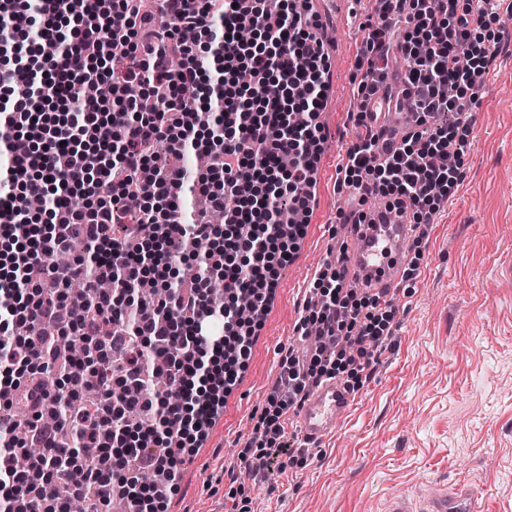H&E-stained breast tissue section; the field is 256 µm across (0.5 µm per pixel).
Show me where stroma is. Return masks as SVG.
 Returning a JSON list of instances; mask_svg holds the SVG:
<instances>
[{"mask_svg":"<svg viewBox=\"0 0 512 512\" xmlns=\"http://www.w3.org/2000/svg\"><path fill=\"white\" fill-rule=\"evenodd\" d=\"M376 0H356L345 20L327 19L334 105L319 113L317 212L292 262L278 270L248 365L201 448L185 456L164 512H379L389 494L431 480L472 489L480 512H512V50L499 49L464 134L462 176L425 233L411 242L392 297V333L337 437L304 449L286 424L287 454L265 480L247 475L238 452L255 434L280 371L307 288L343 227L347 191L337 168L356 140L353 84L364 73L362 22ZM235 468L237 483L225 470Z\"/></svg>","mask_w":512,"mask_h":512,"instance_id":"1","label":"stroma"}]
</instances>
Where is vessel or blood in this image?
Wrapping results in <instances>:
<instances>
[{
    "instance_id": "obj_1",
    "label": "vessel or blood",
    "mask_w": 512,
    "mask_h": 512,
    "mask_svg": "<svg viewBox=\"0 0 512 512\" xmlns=\"http://www.w3.org/2000/svg\"><path fill=\"white\" fill-rule=\"evenodd\" d=\"M367 218L364 224L345 225L340 237L346 281L390 293L403 276L412 227L406 219L386 216L381 206L369 209ZM354 402V392L339 379L314 384L295 415L305 442L316 448L338 434ZM380 512H478V502L468 488L450 491L426 481L412 492L388 497Z\"/></svg>"
}]
</instances>
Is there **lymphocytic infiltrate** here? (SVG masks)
I'll list each match as a JSON object with an SVG mask.
<instances>
[{"mask_svg":"<svg viewBox=\"0 0 512 512\" xmlns=\"http://www.w3.org/2000/svg\"><path fill=\"white\" fill-rule=\"evenodd\" d=\"M0 0V245L9 270L0 277V410L23 398L30 414L27 445L42 456L34 468L13 462L18 446L13 422L0 417V512H68L57 488L90 444L100 451L121 448L118 466L81 462L89 476L90 507L110 503L116 489L127 492L130 512H161L165 494L151 484L163 472L176 478L179 451L198 447L217 413L221 394L231 393L276 287L277 272L295 255L311 213L313 174L323 141L314 114L328 84L329 55L317 31L320 22L295 0L278 9L267 0ZM368 24L362 56L368 63L357 89L370 97L387 78L395 56L407 69L402 97L411 103L414 125L380 152L382 132L358 113L356 143L340 166L342 186L353 198L381 197L388 212L412 224H431L456 184L462 148L456 138L478 103L484 75L502 32L489 22L505 0H378ZM252 37L242 41L239 30ZM184 30L206 34V49L182 46ZM221 113L217 128L202 125L201 103L179 96L184 86L201 87L210 71ZM248 83H240V74ZM106 82L111 99L87 96L90 79ZM279 95H270V85ZM161 98L156 112H142L138 99ZM454 114L448 128L431 119ZM207 154L205 173L195 178L173 170L170 158ZM295 163L285 168L283 156ZM137 192L159 200L140 207L122 240L109 233L115 199ZM202 194L220 224L189 223L187 196ZM235 206L225 210L224 200ZM159 227L160 253L148 257L142 228ZM208 248L198 252L196 243ZM83 241L85 254L65 266L52 256ZM192 258L202 274L183 289L173 265L172 244ZM122 282L98 287L110 272ZM224 282V301L214 306L207 285ZM78 281L83 320L59 322L58 335L80 336L107 350L109 368L70 361L62 386L48 390L43 378L55 367L52 342L42 336L67 303L66 287ZM142 281L158 290L157 301L128 297L126 287ZM253 311L237 314L241 291ZM351 288L341 270L319 272L296 325L299 340L315 339V354L288 349L268 394L253 440L258 452L241 450L254 474L283 451L286 408L306 390L335 377L340 358L356 371L370 369L390 333L391 314L380 300L368 312L350 307ZM29 333L18 337L16 324ZM169 393L147 386L155 372ZM80 383L96 393L94 403L71 397ZM64 408L57 424L41 422ZM155 411L148 426L127 440L121 421ZM72 432L59 442L60 429Z\"/></svg>","mask_w":512,"mask_h":512,"instance_id":"1","label":"lymphocytic infiltrate"}]
</instances>
